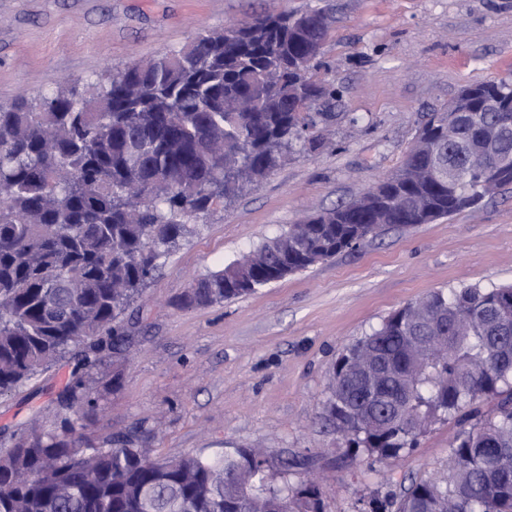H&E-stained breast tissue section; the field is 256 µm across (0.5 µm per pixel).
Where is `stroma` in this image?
Listing matches in <instances>:
<instances>
[{
    "label": "stroma",
    "mask_w": 512,
    "mask_h": 512,
    "mask_svg": "<svg viewBox=\"0 0 512 512\" xmlns=\"http://www.w3.org/2000/svg\"><path fill=\"white\" fill-rule=\"evenodd\" d=\"M314 9L333 18L320 58L337 91L329 143L296 149L263 182L194 220L136 303L145 321L120 386L111 364L89 370L96 402L76 436L104 446L139 426L159 458L259 446L272 467L302 461L324 512H358L373 492L442 469L459 426L433 424L390 472L351 455L326 417L332 365L411 300L512 284V188L448 218L388 227L255 293L193 310L176 302L191 278L393 171L423 116L462 87L512 81V0H0V104L50 93L62 76L95 81L105 67L257 14ZM74 367L61 360L0 395V439L33 417L59 429L51 403Z\"/></svg>",
    "instance_id": "35a3bbf8"
}]
</instances>
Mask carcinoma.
Returning <instances> with one entry per match:
<instances>
[{"label": "carcinoma", "instance_id": "cac0c4a2", "mask_svg": "<svg viewBox=\"0 0 512 512\" xmlns=\"http://www.w3.org/2000/svg\"><path fill=\"white\" fill-rule=\"evenodd\" d=\"M330 28L313 10L256 15L240 36L205 31L190 44L109 71L96 83L0 105V394L62 358L91 369L125 359V316L159 260L192 233L190 221L283 164L299 146L326 142L328 113L313 107L336 91L312 73ZM496 112L463 120L448 147H410L359 201L288 227L223 269L191 280L179 307L222 303L330 259L392 224H425L464 210L482 173L512 152V132L490 139ZM404 196L406 207L392 203ZM311 251L279 267L282 237ZM250 281L225 287L254 254ZM411 336H432L423 352ZM369 356L381 376L359 371ZM496 397L493 413L477 405ZM93 388L78 379L57 401L64 431L32 426L0 448V512H324L315 484L269 472L263 448L203 459L150 456L141 430L80 445ZM346 447L386 467L437 421L461 418L446 471L377 492L370 512H504L512 499V286L436 291L393 312L333 365L325 401Z\"/></svg>", "mask_w": 512, "mask_h": 512}]
</instances>
